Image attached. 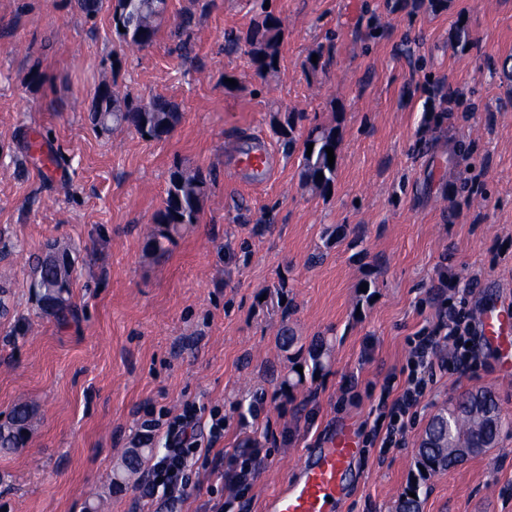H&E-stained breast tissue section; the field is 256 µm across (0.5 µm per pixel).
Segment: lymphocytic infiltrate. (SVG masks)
<instances>
[{
  "instance_id": "obj_1",
  "label": "lymphocytic infiltrate",
  "mask_w": 512,
  "mask_h": 512,
  "mask_svg": "<svg viewBox=\"0 0 512 512\" xmlns=\"http://www.w3.org/2000/svg\"><path fill=\"white\" fill-rule=\"evenodd\" d=\"M475 338L472 314L452 306L447 317L432 329L409 339L406 363L401 370L404 386L388 408L385 428L375 430L373 435L380 449L403 446L429 384L448 366L469 368L475 360ZM141 427L148 434L162 435L166 445L164 454L148 466L139 486L141 500L148 503L159 495L169 504L184 502L195 487L193 465L215 459L225 461L220 478L230 499H237L241 491L252 486L270 459L269 453L249 437L244 439L239 453L225 455L220 447L224 440L223 412L219 407L209 408L193 400L183 401L175 411L160 407Z\"/></svg>"
}]
</instances>
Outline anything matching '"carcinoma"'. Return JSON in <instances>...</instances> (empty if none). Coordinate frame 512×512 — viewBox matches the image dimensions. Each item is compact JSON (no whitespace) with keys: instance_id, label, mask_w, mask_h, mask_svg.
I'll return each instance as SVG.
<instances>
[{"instance_id":"cac0c4a2","label":"carcinoma","mask_w":512,"mask_h":512,"mask_svg":"<svg viewBox=\"0 0 512 512\" xmlns=\"http://www.w3.org/2000/svg\"><path fill=\"white\" fill-rule=\"evenodd\" d=\"M164 0H115L112 5V22L117 30L119 45L130 50H142L152 45L161 21L164 18ZM124 31H119V28ZM281 32L278 20L266 14L254 20L245 33L227 37L224 50L233 52L240 45L248 47V53L258 75L277 69L274 62L279 60ZM90 124L105 132L117 129L134 130L142 136L163 140L170 136L181 119L178 105L171 100L156 96L147 101H135L128 95H120L108 87L99 90L88 110ZM298 117L290 113L279 126L286 149L295 147L297 139L295 127ZM313 144L312 153L302 151L303 167L301 183L325 192L331 188L336 177V168L328 165L326 148L337 147L336 130L323 126L312 128L303 142V147ZM324 178H318V174ZM212 172L201 169H177L170 177L163 199L162 208L157 212L154 227L146 239V249L151 253L165 250L164 243L181 234L188 226L199 221L201 206L210 185ZM71 261L63 259L61 265L52 269L44 268V260H38L36 288L39 307L43 313L66 322L75 315L72 303ZM329 354L326 341L319 340L308 351L311 369L323 368V361ZM485 403L492 417L483 421H473L464 414L471 402V393L457 398L453 409L457 416L448 422V407L441 408L425 429L424 438L418 449L417 466L424 468L420 481L425 482L434 474L448 469V453L444 439L452 436L464 441L472 448L486 450V446L496 442L503 424L498 413L496 397L486 392ZM33 412L26 403L17 405L8 424L0 426V452L15 451L25 444L32 423ZM420 485L411 483L403 492L397 512H420V498L409 493H419Z\"/></svg>"}]
</instances>
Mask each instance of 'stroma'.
<instances>
[{"label":"stroma","mask_w":512,"mask_h":512,"mask_svg":"<svg viewBox=\"0 0 512 512\" xmlns=\"http://www.w3.org/2000/svg\"><path fill=\"white\" fill-rule=\"evenodd\" d=\"M394 2L168 0L154 43L116 58L110 10L89 20L71 0H0V417L21 403L34 412L24 446L0 453V512H146L145 469L125 458L165 448L139 436L147 407L187 399L223 407L225 448L249 435L271 453L231 512H262L277 473L298 472L305 448L340 427L358 455L339 512H396L432 416L483 389L504 421L496 445L425 481L420 512H512V373L487 345L471 368L438 375L405 445L371 443L384 386L402 388L408 337L438 319L441 275L470 289L472 312L512 309V80L501 74L512 0ZM265 6L282 41L277 71L261 77L246 50L225 53L224 35ZM186 14L187 59L170 36ZM318 49L326 64L314 70ZM104 83L169 98L179 124L163 140L93 128L86 108ZM290 112L297 138L336 130L329 194L302 186V154L276 133ZM253 138L277 164L260 187L233 175ZM37 140L63 165L24 162ZM179 167L216 179L198 224L158 257L146 229ZM51 240L74 260L78 316L65 323L32 289ZM321 338L327 368L285 395ZM257 396L263 412L242 430Z\"/></svg>","instance_id":"obj_1"}]
</instances>
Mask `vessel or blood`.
<instances>
[{
  "mask_svg": "<svg viewBox=\"0 0 512 512\" xmlns=\"http://www.w3.org/2000/svg\"><path fill=\"white\" fill-rule=\"evenodd\" d=\"M237 167L258 186L271 177L275 158L260 141L239 154ZM479 322L482 340L495 348L502 369L512 368V312L490 302L483 306ZM356 453L355 438L346 428L338 429L326 445L308 448L299 473L282 476L263 512H336L337 500L346 495V478Z\"/></svg>",
  "mask_w": 512,
  "mask_h": 512,
  "instance_id": "b4317fda",
  "label": "vessel or blood"
}]
</instances>
